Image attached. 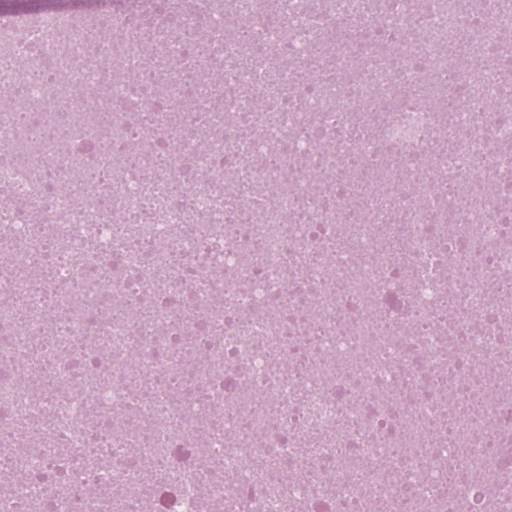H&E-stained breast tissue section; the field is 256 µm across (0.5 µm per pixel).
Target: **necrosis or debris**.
Returning <instances> with one entry per match:
<instances>
[{
    "mask_svg": "<svg viewBox=\"0 0 512 512\" xmlns=\"http://www.w3.org/2000/svg\"><path fill=\"white\" fill-rule=\"evenodd\" d=\"M511 45L502 0L0 16V512H512Z\"/></svg>",
    "mask_w": 512,
    "mask_h": 512,
    "instance_id": "necrosis-or-debris-1",
    "label": "necrosis or debris"
}]
</instances>
